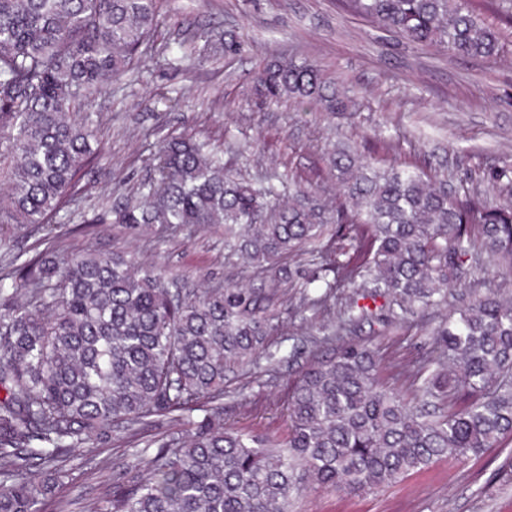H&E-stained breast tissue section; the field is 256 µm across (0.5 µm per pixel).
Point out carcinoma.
Masks as SVG:
<instances>
[{"label":"carcinoma","instance_id":"carcinoma-1","mask_svg":"<svg viewBox=\"0 0 512 512\" xmlns=\"http://www.w3.org/2000/svg\"><path fill=\"white\" fill-rule=\"evenodd\" d=\"M345 2L418 45L471 58L502 49L469 0ZM155 26L156 0H0V512H63L71 462L95 469L97 449L130 438L143 449L84 512H291L308 487L372 492L512 439V300L497 287L452 294L485 264L512 275V200L450 195L436 174L339 146L328 156L336 202L306 188L286 200L269 178L233 174L208 140L176 137L159 144L155 180L92 223L222 224L224 248L256 278L187 291L132 253L64 248L56 218L102 152L93 121L73 115L132 69ZM251 81L265 103L354 106L306 61L273 60ZM330 224L332 265L310 270L298 306L339 308L331 334L290 353L300 365L287 437L224 423L229 375L281 361L270 347L288 261ZM29 231L45 244L31 256L10 245ZM442 306L413 401L383 382L376 349L344 339ZM157 418L168 428L141 439Z\"/></svg>","mask_w":512,"mask_h":512}]
</instances>
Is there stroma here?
<instances>
[{"instance_id":"1","label":"stroma","mask_w":512,"mask_h":512,"mask_svg":"<svg viewBox=\"0 0 512 512\" xmlns=\"http://www.w3.org/2000/svg\"><path fill=\"white\" fill-rule=\"evenodd\" d=\"M490 23L499 24L503 51L491 59L454 56L420 46L342 10L339 0H159L158 27L137 69L96 97V136L105 146L97 164L82 174V192L63 213L74 225L109 202L133 198L149 176L162 138L196 134L209 139L225 161L247 177L285 174L302 182L328 181L326 153L336 141L357 143L383 162L413 164L499 200L511 189L491 187L489 168L512 165V26L500 23L495 0H472ZM233 39L236 53L208 56L207 39ZM280 57L318 66L328 81L360 91L354 117L327 118L316 105L263 104L254 96L255 71ZM93 236L68 235L77 252L96 241L105 250L135 251L146 263L183 275L198 288L245 279L249 270L229 263L224 227L171 232L154 226L133 231L97 224ZM442 315L432 312L398 328L363 326L357 341L383 357L416 362L433 348ZM271 343L288 353L297 338L326 334L321 312L283 309ZM296 366L269 375L238 372L226 388L225 420L235 427L286 437L288 382ZM120 447L104 449L112 465L75 469L61 491L66 512H83L116 476ZM511 451L490 449L482 458L439 461L374 492L311 491L294 512H512V482L498 474Z\"/></svg>"}]
</instances>
